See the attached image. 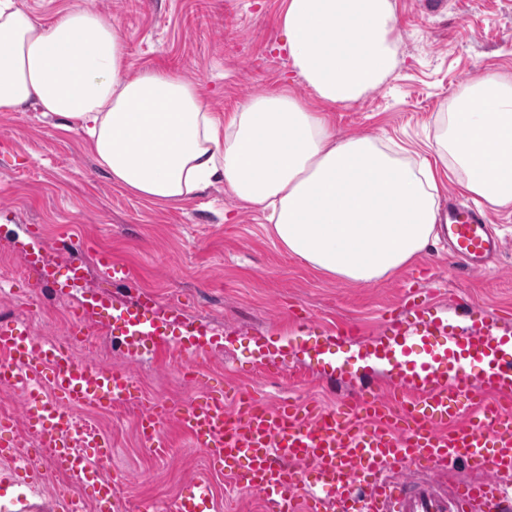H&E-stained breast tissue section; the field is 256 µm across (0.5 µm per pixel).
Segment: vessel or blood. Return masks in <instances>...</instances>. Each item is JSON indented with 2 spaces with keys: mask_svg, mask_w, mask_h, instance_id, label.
Masks as SVG:
<instances>
[{
  "mask_svg": "<svg viewBox=\"0 0 512 512\" xmlns=\"http://www.w3.org/2000/svg\"><path fill=\"white\" fill-rule=\"evenodd\" d=\"M445 215L455 265L485 271L502 245L484 215L455 204ZM66 266L80 275L94 267L107 283L133 280L126 263L86 241ZM408 305L417 316L408 326L388 322L375 336L345 326L330 338L339 348L357 343L392 378L389 391L361 389L334 411L292 402L272 407L246 389L172 406L144 397L127 371L76 359L23 318L0 322V388L22 394L27 431L57 470L91 487L98 512L123 508L117 480L100 470L112 448L77 425L73 414L121 401L140 403L144 447L168 456L163 424L176 419L211 468L264 498L268 512H512V341L493 333L499 315L483 312L479 323L459 332L419 310L416 300ZM102 311L120 322L128 355L149 344L157 353L178 355L196 372L220 334L212 324L162 308L154 294L125 299L93 291L77 303L81 337H88L92 315ZM459 460L481 480L456 484L445 495L408 479L414 472L446 473ZM209 495L207 482L194 483L174 512H200Z\"/></svg>",
  "mask_w": 512,
  "mask_h": 512,
  "instance_id": "obj_1",
  "label": "vessel or blood"
}]
</instances>
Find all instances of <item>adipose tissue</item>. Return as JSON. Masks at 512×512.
Listing matches in <instances>:
<instances>
[{
	"label": "adipose tissue",
	"instance_id": "obj_1",
	"mask_svg": "<svg viewBox=\"0 0 512 512\" xmlns=\"http://www.w3.org/2000/svg\"><path fill=\"white\" fill-rule=\"evenodd\" d=\"M292 66L318 101L251 97L228 120L193 82L130 73L119 26L89 7L36 21L0 0V112L37 108L77 125L112 181L153 205L215 184L261 211L280 245L352 284L396 275L441 237L436 169L512 210V73L472 79L439 113L434 162L360 134L337 137L326 106L356 102L398 65L393 0H286Z\"/></svg>",
	"mask_w": 512,
	"mask_h": 512
}]
</instances>
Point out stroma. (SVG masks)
I'll list each match as a JSON object with an SVG mask.
<instances>
[{
    "label": "stroma",
    "instance_id": "stroma-1",
    "mask_svg": "<svg viewBox=\"0 0 512 512\" xmlns=\"http://www.w3.org/2000/svg\"><path fill=\"white\" fill-rule=\"evenodd\" d=\"M123 32L131 72L162 69L199 84L218 117L239 111L256 94L288 90L314 97L284 49L285 0H90ZM401 63L387 81L361 100L330 107L337 137L369 133L411 147L434 135V121L468 81L489 69L512 71V0H395ZM503 247L481 273L457 270L445 242L395 276L369 286L322 276L284 250L266 231L261 212L230 196L223 185L173 206H155L112 183L88 149L85 135L36 109L0 112V276L11 287L0 294V319L27 318L43 336H69L81 289L60 299L37 284L22 251H55L63 241L86 238L109 249L134 271L139 288L200 321L224 326L205 363V374L187 376L177 357L123 352L120 334L99 332L96 348L78 349L82 360L132 372L146 396L184 400L209 380L244 387L277 405L285 401L333 409L375 376L387 372L361 361L356 349L335 350L337 370L310 355L343 326L364 335L379 332L411 290L440 277L445 288L430 303L447 323L462 325L458 298L474 310L493 311L512 327V212L489 211ZM283 368L273 376L255 366L259 354ZM83 415L112 443L108 476L122 480L130 512H172L197 480L212 494L201 512H267L261 498L239 492L172 420L169 457L142 447L137 411L125 406L87 409ZM35 475L16 476L0 490V512H57Z\"/></svg>",
    "mask_w": 512,
    "mask_h": 512
}]
</instances>
